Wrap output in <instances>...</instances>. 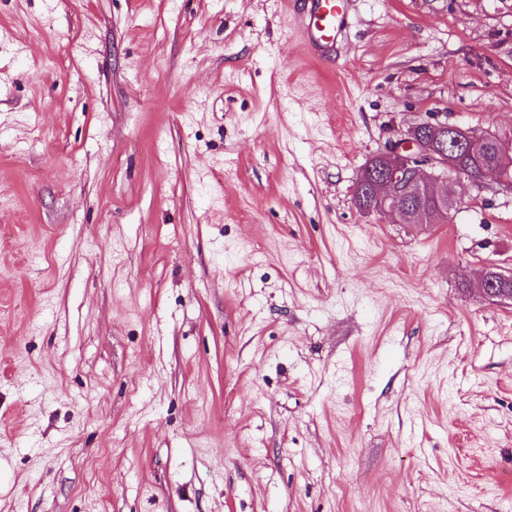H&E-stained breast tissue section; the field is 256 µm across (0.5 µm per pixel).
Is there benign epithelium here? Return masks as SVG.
I'll use <instances>...</instances> for the list:
<instances>
[{"label":"benign epithelium","instance_id":"7a95c632","mask_svg":"<svg viewBox=\"0 0 512 512\" xmlns=\"http://www.w3.org/2000/svg\"><path fill=\"white\" fill-rule=\"evenodd\" d=\"M489 141L494 142L498 153V162L488 165L494 171L493 182L511 193V135L496 130L477 134L431 118L401 131L396 141L379 152L386 165L371 175L374 207L368 212L390 214L402 222L415 197L441 191L463 178L464 172L456 165L457 155L475 154Z\"/></svg>","mask_w":512,"mask_h":512}]
</instances>
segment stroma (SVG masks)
<instances>
[{
  "label": "stroma",
  "instance_id": "obj_1",
  "mask_svg": "<svg viewBox=\"0 0 512 512\" xmlns=\"http://www.w3.org/2000/svg\"><path fill=\"white\" fill-rule=\"evenodd\" d=\"M512 131V0H0V512H512V194L353 201ZM351 2L292 1L298 32L315 60L328 61L334 58L333 54L339 49L348 28ZM441 128L447 136L429 137V129ZM493 141L498 153V162L484 165L494 171L493 182L506 193L512 192L511 134L487 130L477 134L447 121L435 118L419 122L400 131L399 138L378 154L386 161L384 168L372 172L370 182L374 207L359 208L367 213L390 214L403 224L402 218L412 210V201L423 192L436 197V190L447 189L448 183L465 177H475L478 162L459 154L477 153L487 142ZM464 176V177H463ZM383 188V190H382ZM420 208L426 215L427 224H447L452 221L456 209H440L431 197H424L420 201Z\"/></svg>",
  "mask_w": 512,
  "mask_h": 512
}]
</instances>
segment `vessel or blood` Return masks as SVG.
<instances>
[{
    "label": "vessel or blood",
    "mask_w": 512,
    "mask_h": 512,
    "mask_svg": "<svg viewBox=\"0 0 512 512\" xmlns=\"http://www.w3.org/2000/svg\"><path fill=\"white\" fill-rule=\"evenodd\" d=\"M351 2L293 0L298 32L315 60H330L338 50L348 28Z\"/></svg>",
    "instance_id": "obj_1"
}]
</instances>
